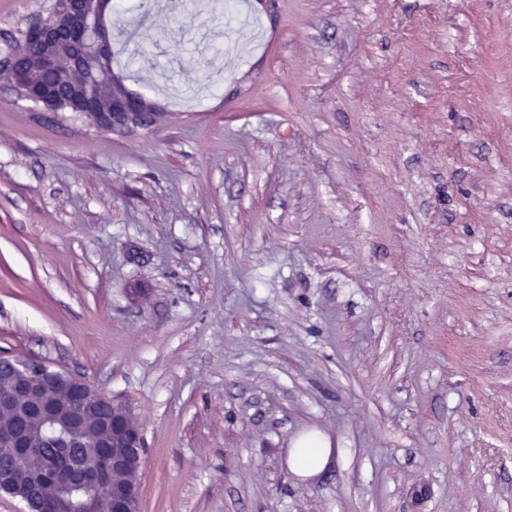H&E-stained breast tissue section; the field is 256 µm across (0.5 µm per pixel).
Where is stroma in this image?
<instances>
[{
	"label": "stroma",
	"instance_id": "stroma-1",
	"mask_svg": "<svg viewBox=\"0 0 512 512\" xmlns=\"http://www.w3.org/2000/svg\"><path fill=\"white\" fill-rule=\"evenodd\" d=\"M106 24L164 116L0 86V354L133 411L142 512H512V0ZM332 453L328 437L312 431L293 441L288 453V465L294 474L310 479L327 467Z\"/></svg>",
	"mask_w": 512,
	"mask_h": 512
}]
</instances>
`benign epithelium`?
Segmentation results:
<instances>
[{
	"label": "benign epithelium",
	"instance_id": "1",
	"mask_svg": "<svg viewBox=\"0 0 512 512\" xmlns=\"http://www.w3.org/2000/svg\"><path fill=\"white\" fill-rule=\"evenodd\" d=\"M103 10L90 0H64L21 29L20 41L36 48L45 68L69 75L65 82L30 70L24 57L0 72V83L12 90L22 84V98L52 115L66 110L93 117L97 126L122 133L148 131L161 116L149 111L151 101L120 90L110 99L93 100L81 81L88 44L96 42L100 57L108 54L101 27ZM0 492L23 501L29 509L59 512L58 490L68 499L90 502V512H140L144 435L131 410L86 382L51 369L43 362L8 356L0 359ZM107 460L108 476L92 487L73 479L91 469L88 455L71 453L74 437Z\"/></svg>",
	"mask_w": 512,
	"mask_h": 512
}]
</instances>
